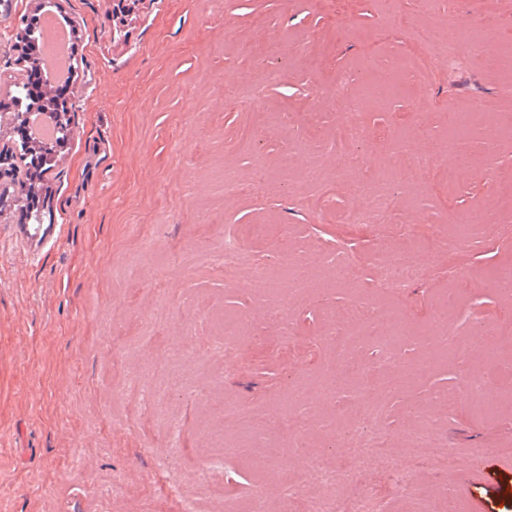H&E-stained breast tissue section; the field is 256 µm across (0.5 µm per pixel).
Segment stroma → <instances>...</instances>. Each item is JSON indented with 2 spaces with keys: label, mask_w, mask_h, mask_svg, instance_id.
Wrapping results in <instances>:
<instances>
[{
  "label": "stroma",
  "mask_w": 512,
  "mask_h": 512,
  "mask_svg": "<svg viewBox=\"0 0 512 512\" xmlns=\"http://www.w3.org/2000/svg\"><path fill=\"white\" fill-rule=\"evenodd\" d=\"M52 2L77 35L73 134L50 173L45 221L60 225L58 240L31 256L0 230V512H182L184 491L202 512L247 500L254 477L239 455L225 457L222 482L196 483L214 418L202 393L219 384L233 404L286 415L289 392L326 365L329 326L355 299L370 311L368 321L347 326L361 362L376 361L372 338H393L398 325V356L424 369L389 391L368 424L389 436V453L413 480L395 484L369 458L337 497L365 494L387 512H415L423 501L442 512L451 495L462 512H512V465L485 468L469 454L492 448L512 456V400L491 414L468 406L444 413L433 403L471 374L512 385V364L488 368L470 344L477 317L512 331V296L495 287L498 271L512 268V241L499 231L512 225L500 192L512 182V147L471 132L462 168L448 146L458 109H485L512 128V97L499 93L512 85V64L488 70L477 57L512 47V0H458L433 20L418 0H404L392 15L381 0H138L122 23L112 19L114 0ZM34 10L31 0H0V71L16 59L17 27ZM483 15L497 27L479 44L467 32ZM431 21L464 30L460 65L433 56L424 92L366 112L365 161L347 164L328 147L340 108L367 72L385 74L396 58L424 54L416 31ZM268 42L286 58L280 81L263 86L258 65ZM228 85L256 94L274 114L314 113L316 133L296 142L273 124L249 144L248 116L225 96ZM401 147L434 156L435 167L389 176L383 165ZM306 153L320 165L319 184L301 176L298 158ZM284 155L286 168L278 164ZM259 163L270 178L254 188ZM223 170L232 187L221 181ZM361 186L393 194V222L341 224L325 214L329 199L358 204ZM475 210L491 223L466 226L468 244L449 261L438 244L444 226L463 224ZM249 224L269 231L245 244L246 260L307 257L305 290L289 302L285 322L258 319L267 302L250 292L244 274L224 279L217 259L224 240ZM400 224L406 234H398ZM312 240L318 248L310 252ZM406 242L423 276L391 295L373 257ZM345 254L356 268L339 280L333 269ZM218 307L251 322L231 373L200 319ZM441 316L451 340L435 359ZM181 336L192 354L179 367L187 390L171 399L182 439L169 460L164 425L123 382L137 368L164 377ZM299 410L321 426L309 439L314 457L347 447L359 425V395L347 383L332 402L312 396ZM450 454L454 468L440 471Z\"/></svg>",
  "instance_id": "obj_1"
}]
</instances>
